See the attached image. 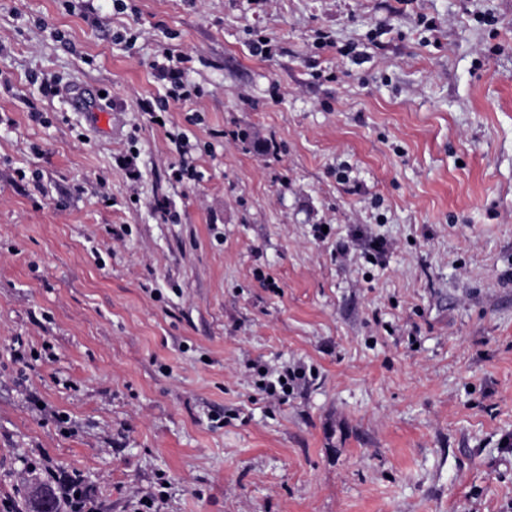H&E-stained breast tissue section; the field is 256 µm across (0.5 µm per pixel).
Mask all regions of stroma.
I'll return each instance as SVG.
<instances>
[{"label": "stroma", "mask_w": 512, "mask_h": 512, "mask_svg": "<svg viewBox=\"0 0 512 512\" xmlns=\"http://www.w3.org/2000/svg\"><path fill=\"white\" fill-rule=\"evenodd\" d=\"M126 4L0 0V504L512 512V0ZM167 50V52H165ZM164 56L168 62H173L174 58H176V65L166 64L164 62H159L158 60H154L152 63L153 77L161 83L173 85L177 88L184 90L185 87V68L179 66L178 64H183L185 62H189V58L182 55L174 56L173 53L169 49H165ZM182 96V100L191 99L192 92L190 90H184V92L180 95ZM169 139L180 157L178 168L173 171L174 179L179 183H182L185 178L195 181L196 173L188 156V137L183 133H179L170 134ZM254 369L256 375L261 378L256 383L258 389L266 394L267 397L278 402L285 401V397L294 389V386L306 379V370L301 366L288 367L280 372L275 379L270 378L272 374L265 367L258 366L254 367ZM281 378H284L285 382H281ZM260 382H263V385H260Z\"/></svg>", "instance_id": "obj_1"}]
</instances>
